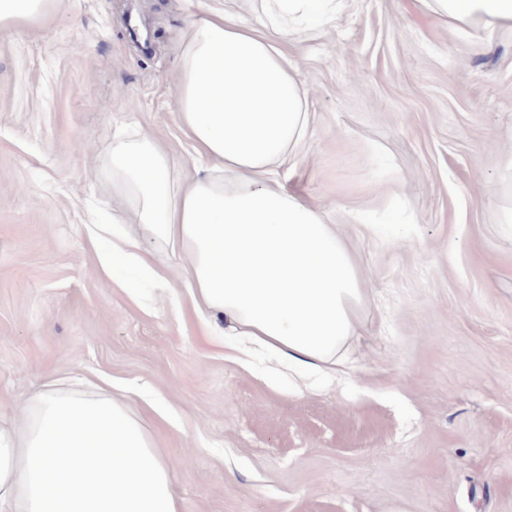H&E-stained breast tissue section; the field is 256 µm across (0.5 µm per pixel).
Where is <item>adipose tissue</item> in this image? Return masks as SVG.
I'll use <instances>...</instances> for the list:
<instances>
[{
	"label": "adipose tissue",
	"mask_w": 512,
	"mask_h": 512,
	"mask_svg": "<svg viewBox=\"0 0 512 512\" xmlns=\"http://www.w3.org/2000/svg\"><path fill=\"white\" fill-rule=\"evenodd\" d=\"M175 46L174 103L194 155L193 179L159 139L118 130L102 170L112 222L94 227L103 269L126 263L170 281L143 237L180 251V273L203 328L331 375L356 331L362 279L338 225L289 193L314 117L285 46L314 36L345 0H260L259 23L222 0H186ZM462 33L512 31V0H423ZM55 0H0V32L37 25ZM0 512H180L170 469L124 396L60 379L0 425Z\"/></svg>",
	"instance_id": "1"
}]
</instances>
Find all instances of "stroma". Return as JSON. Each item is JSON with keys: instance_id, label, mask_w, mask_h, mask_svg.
Listing matches in <instances>:
<instances>
[{"instance_id": "stroma-1", "label": "stroma", "mask_w": 512, "mask_h": 512, "mask_svg": "<svg viewBox=\"0 0 512 512\" xmlns=\"http://www.w3.org/2000/svg\"><path fill=\"white\" fill-rule=\"evenodd\" d=\"M182 19L181 0H56L0 33V421L58 377L125 389L180 512H512V34L349 0L289 43L315 131L283 185L329 211L364 288L348 373L306 389L202 342L180 254L142 243L173 282L163 300L101 269L113 130L136 122L188 157Z\"/></svg>"}]
</instances>
